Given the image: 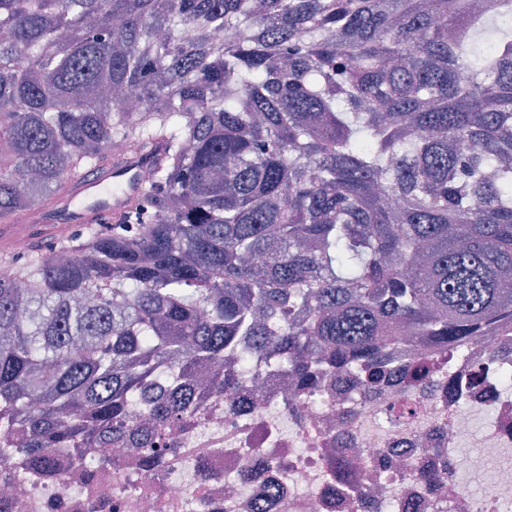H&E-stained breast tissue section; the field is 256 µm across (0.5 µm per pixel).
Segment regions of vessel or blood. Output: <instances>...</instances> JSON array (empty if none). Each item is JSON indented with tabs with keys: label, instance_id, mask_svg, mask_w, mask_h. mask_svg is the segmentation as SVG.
Returning <instances> with one entry per match:
<instances>
[{
	"label": "vessel or blood",
	"instance_id": "1",
	"mask_svg": "<svg viewBox=\"0 0 512 512\" xmlns=\"http://www.w3.org/2000/svg\"><path fill=\"white\" fill-rule=\"evenodd\" d=\"M160 156V149L155 148L115 162L111 169L86 180L68 209L47 212L39 224L1 225L0 239L9 243L36 234L50 242L61 237L64 227L123 217L143 191L141 170L155 167Z\"/></svg>",
	"mask_w": 512,
	"mask_h": 512
}]
</instances>
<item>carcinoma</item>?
I'll return each instance as SVG.
<instances>
[{
    "label": "carcinoma",
    "instance_id": "1",
    "mask_svg": "<svg viewBox=\"0 0 512 512\" xmlns=\"http://www.w3.org/2000/svg\"><path fill=\"white\" fill-rule=\"evenodd\" d=\"M512 0H0V224L112 141L165 159L126 220L0 262V455L56 476L161 445L198 375L252 356L307 395L512 352ZM224 30L222 40L213 33ZM349 481L352 464L331 460Z\"/></svg>",
    "mask_w": 512,
    "mask_h": 512
}]
</instances>
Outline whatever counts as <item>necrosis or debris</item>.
Returning a JSON list of instances; mask_svg holds the SVG:
<instances>
[{
  "mask_svg": "<svg viewBox=\"0 0 512 512\" xmlns=\"http://www.w3.org/2000/svg\"><path fill=\"white\" fill-rule=\"evenodd\" d=\"M477 370L482 386L449 387ZM403 397L396 378L370 397L346 378L307 396L279 373L262 395L243 388L231 410L200 389L164 479L145 480L131 458L81 480L64 458L56 479L25 476L8 512H512V354L494 353L489 336L467 345L437 363L418 413L392 424ZM332 452L350 457L358 504L328 472ZM252 456L278 465L244 478ZM424 471L444 477L447 498L419 481Z\"/></svg>",
  "mask_w": 512,
  "mask_h": 512,
  "instance_id": "necrosis-or-debris-1",
  "label": "necrosis or debris"
}]
</instances>
